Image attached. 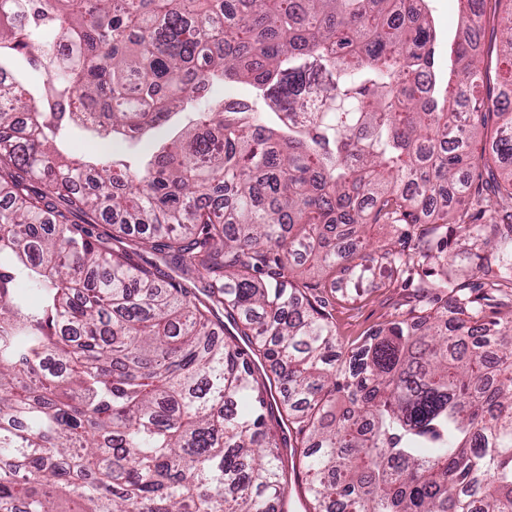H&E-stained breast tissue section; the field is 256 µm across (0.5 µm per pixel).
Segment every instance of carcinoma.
Listing matches in <instances>:
<instances>
[{"label": "carcinoma", "mask_w": 512, "mask_h": 512, "mask_svg": "<svg viewBox=\"0 0 512 512\" xmlns=\"http://www.w3.org/2000/svg\"><path fill=\"white\" fill-rule=\"evenodd\" d=\"M428 2L0 0V512H277L284 429L308 512H512V312L487 314L448 240L388 249L401 275L434 262L436 308L338 368L323 296L345 266L363 287L366 225L468 231L477 203L512 288V74L491 88L489 0H458L442 78ZM37 48L31 89L12 60ZM226 81L276 122L203 99ZM187 108L140 167L56 147ZM493 166L489 195L471 172Z\"/></svg>", "instance_id": "carcinoma-1"}]
</instances>
